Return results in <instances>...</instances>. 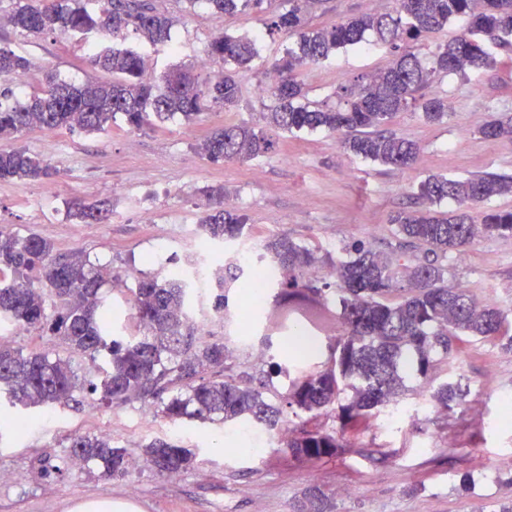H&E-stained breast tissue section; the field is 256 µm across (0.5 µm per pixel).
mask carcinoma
<instances>
[{
    "mask_svg": "<svg viewBox=\"0 0 512 512\" xmlns=\"http://www.w3.org/2000/svg\"><path fill=\"white\" fill-rule=\"evenodd\" d=\"M14 7L0 18L20 34L59 33L85 39L101 32L113 38L128 30L145 41L171 40L173 18L152 0H101L90 10V0H50L43 6L12 0ZM186 8L205 5L214 14H231L260 8L264 0H183ZM315 0H288V10L263 21L269 33L288 37L285 55L270 66L277 79L268 86L263 119L271 133L246 123L226 121L198 146L199 154L212 163L246 162L273 154L277 136L303 132L342 135L341 147L354 157L369 159L395 170L412 166L420 147L389 129L399 112H419L428 123L441 121L448 100L426 96L423 90L441 74H468L494 63L487 43H512V0H396L389 13L350 17L331 27H314L307 14ZM467 18L466 28L436 47L427 59L418 44L448 24ZM390 44L398 54L385 68L340 84L335 101L308 99L297 70L328 60L340 49L360 47L366 35ZM259 35L215 36L206 55L219 62L224 72L200 79L176 65L159 77L147 75L144 57L131 49L114 46L97 49L92 62L112 74L110 81L47 84L22 101L0 91V142L10 141L26 129L55 131L60 128L102 133L122 116L132 130L156 127L177 116L186 123L214 109L229 112L240 100V88L231 75L247 68L258 56ZM31 62L15 51L0 47V78L9 80L25 72ZM481 134L491 140L512 139V119L494 118ZM56 175L47 161L18 148L0 145V183L15 180L44 181ZM231 191L212 186L206 192V212L200 222L205 238L224 244L245 233V217L229 204ZM512 195V176L486 174L455 179L431 176L416 189L425 208L400 212L392 218L397 233L409 244L428 247L432 258L405 268L406 292L396 302L388 296L397 290V272L389 257L362 243L348 246L349 258L335 261L292 239L281 236L262 245L266 259L288 274L280 280L275 302L284 313L313 316V303L324 292L314 286L309 271L325 266L336 279L342 335L329 345L327 363L302 369L313 356L293 360L297 372L281 400L295 416L308 419L300 425L287 448L296 458L322 459L342 447L336 433L323 431L313 421L347 395L339 405L342 428L366 424L372 410L398 403L407 391L402 373L411 365L423 377L437 362L460 350L462 336L476 340H506L512 348V325L498 306L478 303L464 288L448 285V267L439 259L448 250L472 244L485 236H512V211H486L475 222L469 210L495 196ZM445 200L457 209L446 214L431 210ZM106 200L76 202L70 216L80 224L106 219ZM243 273L238 262L221 266L214 277L213 310L224 311L225 288ZM112 272L90 262L79 251L68 255L37 235L17 236L0 228V331L8 328L54 336L65 350L87 357L94 369L80 376L70 358L56 350L23 353L0 345V397L25 409L65 406L77 392L95 395L101 404L123 406L150 396L156 412L176 422L183 418L202 423L233 425L253 422L276 427L283 407L273 402L263 381L254 385L246 374H237L226 363L222 341L196 346L189 311L195 289L186 279L147 278L134 292L133 314L138 333L115 336L112 304L102 287ZM458 382H444L431 400L443 407L462 399ZM148 466L184 473L194 464V453L181 445L155 440L142 448ZM81 465L100 474L128 475L132 461L126 449L112 446L106 436L75 435L70 440L64 465L52 466L56 477L67 467ZM297 512H330L327 496L310 489Z\"/></svg>",
    "mask_w": 512,
    "mask_h": 512,
    "instance_id": "carcinoma-1",
    "label": "carcinoma"
}]
</instances>
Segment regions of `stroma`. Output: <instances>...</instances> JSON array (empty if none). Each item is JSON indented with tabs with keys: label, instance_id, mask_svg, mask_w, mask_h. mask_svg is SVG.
Masks as SVG:
<instances>
[{
	"label": "stroma",
	"instance_id": "1",
	"mask_svg": "<svg viewBox=\"0 0 512 512\" xmlns=\"http://www.w3.org/2000/svg\"><path fill=\"white\" fill-rule=\"evenodd\" d=\"M173 15L172 40L144 43L127 32L123 44L148 56L153 75L174 65H197L211 38L220 33L262 32L261 15L248 9L215 15L206 7L185 10L182 0H156ZM395 0H317L309 22L330 26L347 17L392 11ZM263 34V32H262ZM7 44L33 64L23 85L12 88L24 99L43 85L45 70L75 82L105 81L94 68L84 42L64 36L21 35L0 26ZM288 42L281 34H263L252 68L238 71L241 98L234 112L214 110L194 124L174 118L162 127L130 130L116 120L109 131L87 133L66 128L53 132L25 130L14 147L66 167L52 200L40 182L0 183V226L21 236L37 234L67 254L83 251L92 262L110 266L114 277L127 270L140 276L165 272L168 262L156 252L160 237L177 243L176 259L200 258L219 266L236 259L253 243L272 235L345 259L344 247L360 241L369 249L413 266L423 262L426 247L403 245L392 215L416 209L413 192L428 175L450 178L497 173L512 175V140H488L480 130L495 116L512 114V46L493 48L494 67L468 80L436 78L428 95L447 98L449 110L439 123H425L416 112L397 113L391 128L421 147L410 168L393 170L350 156L335 133L312 132L280 137L274 154L248 162L214 164L196 151L197 143L225 119L264 128L263 99L254 92L266 67L281 58ZM394 58L390 45L373 43L339 51L329 60L302 69L300 79L311 100L322 101L353 77L386 67ZM231 190L236 209L247 218V231L233 244L208 245L198 228L206 207L204 188ZM107 198V223L80 224L68 215L73 202ZM150 201L153 223L141 219L142 201ZM450 284L467 289L480 303H494L512 316V236H487L449 251L444 259ZM248 277L228 291L223 319H211L212 292L200 291L190 317L202 340L228 347L235 373L257 375L278 358L282 334L270 330L268 315L254 319L249 331L241 320L249 299ZM269 345L268 360L252 350ZM455 380L467 385L462 403L443 409L429 395L435 383ZM408 391L398 408L381 409L367 428L345 432L336 412L318 418L336 431L344 446L335 456L297 459L281 439L301 420L284 413L277 430L242 424L224 427L183 419L172 423L156 416L153 401L105 407L95 396L79 393L68 405L32 409L20 432L0 433V512H68L74 500L112 497L132 502L142 512H293L310 486L330 498L332 512H496L512 497V413L501 408L512 397V349L495 341L464 343L440 363L434 382L410 371ZM105 435L113 446L140 456L154 440L192 448V470L160 476L141 466L123 478H108L71 467L65 477L50 473L65 456L73 435Z\"/></svg>",
	"mask_w": 512,
	"mask_h": 512
}]
</instances>
